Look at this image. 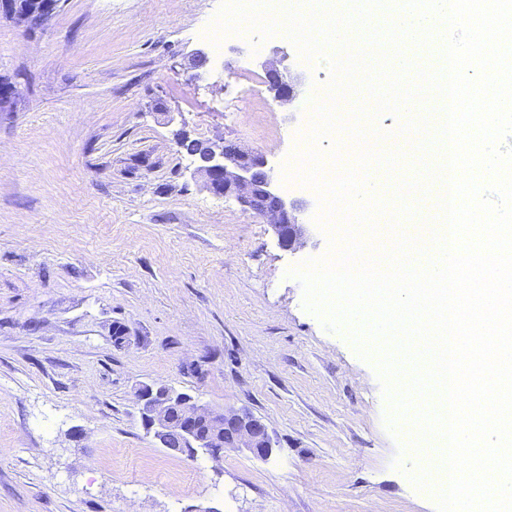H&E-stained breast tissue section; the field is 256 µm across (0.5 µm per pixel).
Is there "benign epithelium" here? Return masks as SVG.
I'll use <instances>...</instances> for the list:
<instances>
[{
    "label": "benign epithelium",
    "instance_id": "1",
    "mask_svg": "<svg viewBox=\"0 0 512 512\" xmlns=\"http://www.w3.org/2000/svg\"><path fill=\"white\" fill-rule=\"evenodd\" d=\"M17 18L38 25L53 12L58 0H40L36 7L21 9L17 0H4ZM275 99L281 103L295 96V84L277 69L266 71ZM195 175L218 196H232L247 210L271 224L279 246L293 251L304 244L305 225L299 222L302 205L281 196L264 155L246 151L233 142L213 146L199 142ZM141 423L160 446L195 457L213 448H244L254 457L268 459L273 437L268 425L241 409H213L192 393L166 384H145L137 392Z\"/></svg>",
    "mask_w": 512,
    "mask_h": 512
}]
</instances>
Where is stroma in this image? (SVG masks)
Returning a JSON list of instances; mask_svg holds the SVG:
<instances>
[{
    "mask_svg": "<svg viewBox=\"0 0 512 512\" xmlns=\"http://www.w3.org/2000/svg\"><path fill=\"white\" fill-rule=\"evenodd\" d=\"M220 2L59 0L35 26L0 10V512H438L374 360L288 274L329 248L316 193L286 188L329 65L280 32L213 54ZM266 62L301 77L295 102L274 101ZM180 132L264 154L305 204V245L205 190ZM145 383L248 409L273 455L159 447Z\"/></svg>",
    "mask_w": 512,
    "mask_h": 512,
    "instance_id": "35a3bbf8",
    "label": "stroma"
}]
</instances>
